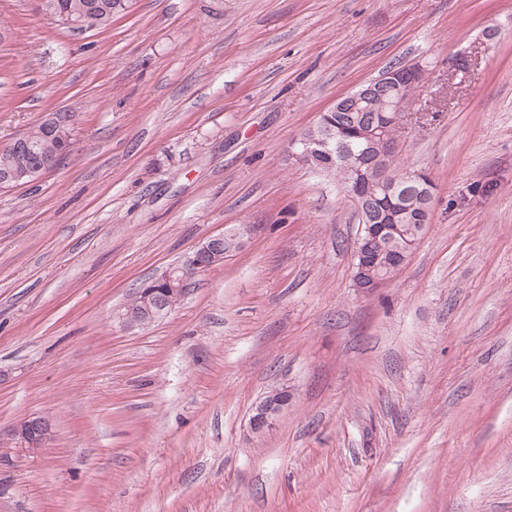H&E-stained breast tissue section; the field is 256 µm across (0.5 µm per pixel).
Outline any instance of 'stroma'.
Segmentation results:
<instances>
[{
    "label": "stroma",
    "mask_w": 512,
    "mask_h": 512,
    "mask_svg": "<svg viewBox=\"0 0 512 512\" xmlns=\"http://www.w3.org/2000/svg\"><path fill=\"white\" fill-rule=\"evenodd\" d=\"M37 5L0 0V148L80 120L0 188V512H512V0H131L81 33ZM398 60L426 69L395 163L433 219L362 293L351 198L288 148ZM236 232L237 238H238V247L242 246L243 244V234L240 229L234 230L233 233H222L215 236H210L206 238L204 241H202L196 249L193 251L192 255L187 259L183 267L180 269L165 273L164 279L166 282H176L178 284V287H182L188 278L189 275H191L194 271H197L199 269H203L204 264L198 262V259H205L211 255H216L215 257H210L207 259L206 267H216L224 262V254H218L223 246L224 241H226L227 237H229L230 234H234ZM224 250H227L229 252H232L236 250V241L233 239H229L227 243L224 246ZM183 288H186V285H184ZM155 287L164 289L147 290L145 292L143 299L139 290L135 297L127 304V306L134 308L142 304L140 306V309L128 308L125 311H123V307L118 312L117 319L123 327L132 329L143 326L144 324H148L152 321L150 318H146L159 317L172 308L168 300L170 295L167 292L166 285L158 284ZM288 405L287 395H275L272 393L257 406L255 414L250 422L252 430L262 432L272 425L275 416ZM50 434V424L40 417L29 418L20 422L14 429V435L22 447L40 448Z\"/></svg>",
    "instance_id": "35a3bbf8"
}]
</instances>
